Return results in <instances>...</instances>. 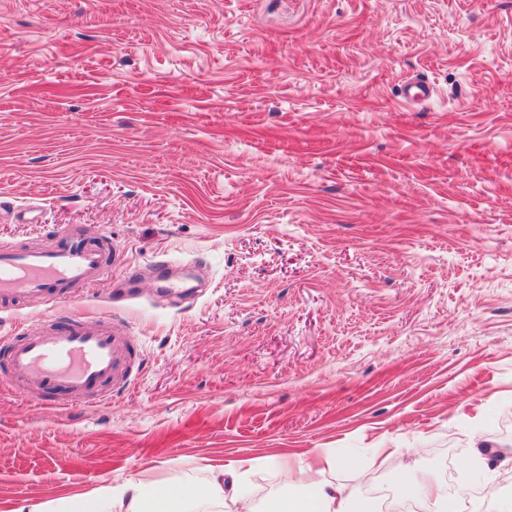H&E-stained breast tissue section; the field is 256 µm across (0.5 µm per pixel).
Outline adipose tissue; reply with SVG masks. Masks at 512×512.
I'll list each match as a JSON object with an SVG mask.
<instances>
[{
  "label": "adipose tissue",
  "mask_w": 512,
  "mask_h": 512,
  "mask_svg": "<svg viewBox=\"0 0 512 512\" xmlns=\"http://www.w3.org/2000/svg\"><path fill=\"white\" fill-rule=\"evenodd\" d=\"M400 481L418 486L422 498L432 512H457L456 503L448 496V489L439 482L417 476L409 451L396 449ZM346 454L315 452L311 464L300 468L299 494L277 503L270 512H372L369 502L346 495L336 485L321 483L317 474L324 470L350 463ZM241 463L220 467L206 490L197 492L187 487L168 489L148 496L143 487L133 481L106 488L97 498L79 504V512H187L189 504L231 502L235 512H255L248 495V482L242 476Z\"/></svg>",
  "instance_id": "adipose-tissue-1"
}]
</instances>
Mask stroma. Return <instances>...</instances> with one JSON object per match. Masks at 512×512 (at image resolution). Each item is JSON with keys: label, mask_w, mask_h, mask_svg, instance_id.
<instances>
[{"label": "stroma", "mask_w": 512, "mask_h": 512, "mask_svg": "<svg viewBox=\"0 0 512 512\" xmlns=\"http://www.w3.org/2000/svg\"><path fill=\"white\" fill-rule=\"evenodd\" d=\"M73 225L119 262L0 333L106 316L130 376L0 384V512L245 460L266 512L319 448L368 498L409 449L472 512L469 460L512 468V0H0V249ZM161 259L191 289L113 302ZM432 95L430 84L419 78H411L404 82L402 97L406 103H418L428 100Z\"/></svg>", "instance_id": "obj_1"}]
</instances>
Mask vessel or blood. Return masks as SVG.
Returning <instances> with one entry per match:
<instances>
[{"mask_svg":"<svg viewBox=\"0 0 512 512\" xmlns=\"http://www.w3.org/2000/svg\"><path fill=\"white\" fill-rule=\"evenodd\" d=\"M431 95L425 80L411 78L403 84L405 102H422ZM113 259L111 244L80 225L46 247L0 251V304L17 306L29 298L56 301L63 289L99 280ZM129 345L111 319L80 316L58 333L10 337L11 376L42 391H62L73 402L92 389L108 390L123 380Z\"/></svg>","mask_w":512,"mask_h":512,"instance_id":"vessel-or-blood-1","label":"vessel or blood"}]
</instances>
